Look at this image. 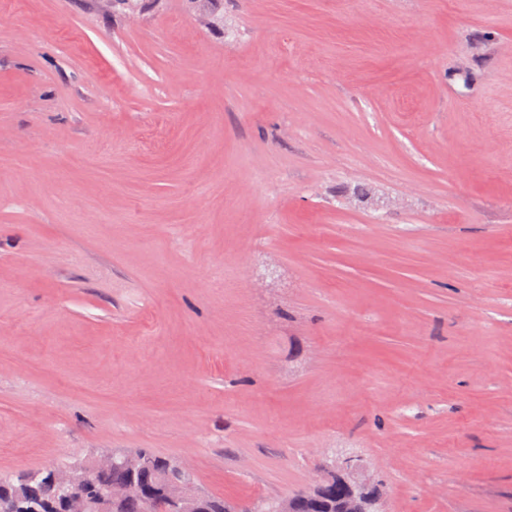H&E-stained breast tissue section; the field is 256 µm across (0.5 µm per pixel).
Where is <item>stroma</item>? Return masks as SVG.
<instances>
[{
	"label": "stroma",
	"mask_w": 512,
	"mask_h": 512,
	"mask_svg": "<svg viewBox=\"0 0 512 512\" xmlns=\"http://www.w3.org/2000/svg\"><path fill=\"white\" fill-rule=\"evenodd\" d=\"M138 448L512 512V0H0V475Z\"/></svg>",
	"instance_id": "obj_1"
}]
</instances>
